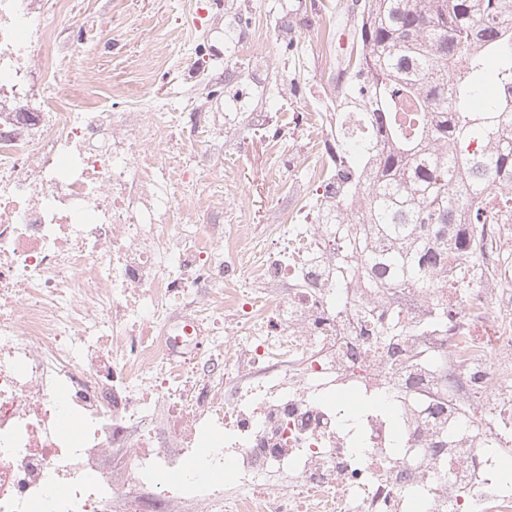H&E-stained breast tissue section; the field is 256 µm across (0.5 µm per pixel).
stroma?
Here are the masks:
<instances>
[{
	"label": "stroma",
	"instance_id": "stroma-1",
	"mask_svg": "<svg viewBox=\"0 0 512 512\" xmlns=\"http://www.w3.org/2000/svg\"><path fill=\"white\" fill-rule=\"evenodd\" d=\"M212 2L74 0L79 20L61 27L60 42L83 50L81 58L70 59L71 68L90 71L115 90L113 111L160 105L195 112L203 101L213 109L231 106L235 117L224 153L211 159L212 166L233 168L236 186L225 206L240 210L246 223L274 224L293 197L297 223H307L317 187L305 176L307 137L295 129L287 148L276 153L267 138L275 121L334 110V62L348 36L339 30L328 43L322 32L336 22L333 5L350 0H224L220 10ZM294 3L299 15L286 32L280 17ZM248 23L267 34L262 54L254 57L234 48ZM159 50L169 60L143 84L139 65Z\"/></svg>",
	"mask_w": 512,
	"mask_h": 512
}]
</instances>
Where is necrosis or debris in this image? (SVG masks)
Masks as SVG:
<instances>
[{
  "instance_id": "obj_1",
  "label": "necrosis or debris",
  "mask_w": 512,
  "mask_h": 512,
  "mask_svg": "<svg viewBox=\"0 0 512 512\" xmlns=\"http://www.w3.org/2000/svg\"><path fill=\"white\" fill-rule=\"evenodd\" d=\"M60 55L0 0V512H512V224L374 287Z\"/></svg>"
}]
</instances>
